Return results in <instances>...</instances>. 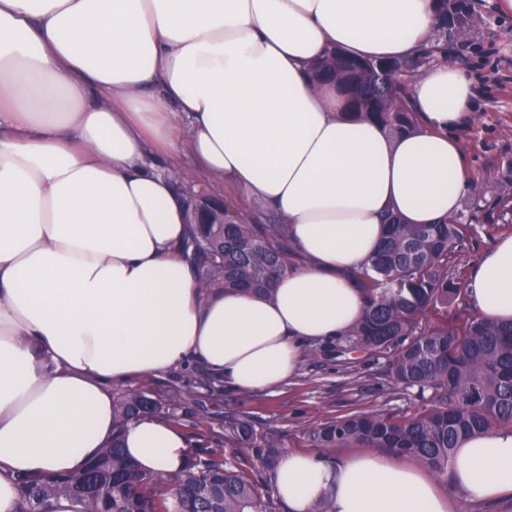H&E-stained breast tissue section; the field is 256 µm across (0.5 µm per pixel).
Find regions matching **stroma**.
<instances>
[{
    "mask_svg": "<svg viewBox=\"0 0 512 512\" xmlns=\"http://www.w3.org/2000/svg\"><path fill=\"white\" fill-rule=\"evenodd\" d=\"M468 2L475 25L448 55L449 63L465 69L474 91L470 124L457 132L464 145L462 162L475 180L461 201L464 213L478 196L492 204L500 180L512 175V17L498 13L494 0ZM206 373L192 360L134 384L161 396L175 388L197 389L196 399L177 411L192 446L202 445L208 431L223 432L234 416L250 420L257 431L276 434L283 451H303L305 433L324 420L375 410L405 414L422 406L420 399L391 388L384 359L363 351L338 352L332 341L307 345L296 375L266 393L199 387Z\"/></svg>",
    "mask_w": 512,
    "mask_h": 512,
    "instance_id": "obj_1",
    "label": "stroma"
}]
</instances>
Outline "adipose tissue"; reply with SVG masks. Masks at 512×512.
Returning a JSON list of instances; mask_svg holds the SVG:
<instances>
[{
  "label": "adipose tissue",
  "instance_id": "adipose-tissue-1",
  "mask_svg": "<svg viewBox=\"0 0 512 512\" xmlns=\"http://www.w3.org/2000/svg\"><path fill=\"white\" fill-rule=\"evenodd\" d=\"M437 0H0V512L17 480L74 474L112 437V388L194 359L263 392L306 343L362 316L350 277L383 216L436 224L473 185L451 134L472 111L453 65L413 84L416 127L392 135L308 77L326 49L414 56ZM187 146L236 196L288 219L299 260L271 297L203 294L182 245L184 200L156 156ZM475 314L512 321V234L472 268ZM123 447L163 480L186 468L182 430L151 414ZM469 499L512 494V430L458 448ZM290 512H448L435 477L368 449L329 464L284 453Z\"/></svg>",
  "mask_w": 512,
  "mask_h": 512
}]
</instances>
